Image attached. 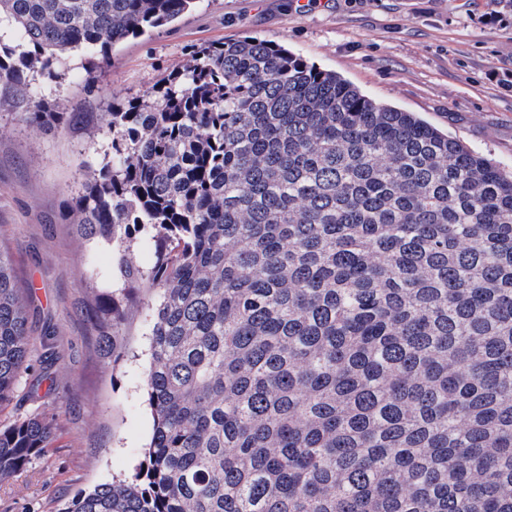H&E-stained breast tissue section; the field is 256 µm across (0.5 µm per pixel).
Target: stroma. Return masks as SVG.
<instances>
[{
	"mask_svg": "<svg viewBox=\"0 0 512 512\" xmlns=\"http://www.w3.org/2000/svg\"><path fill=\"white\" fill-rule=\"evenodd\" d=\"M254 37L335 72L367 97L415 113L512 171V0H201L174 23L113 47L109 70L87 75L73 59L62 82L39 91L97 111L104 101L149 92L206 42ZM103 137L16 125L0 133V246L17 262L35 335L52 361L34 355L0 424L40 413L54 438L44 457L0 483V512H55L82 489L124 479L142 461L152 430L144 390L149 327L130 307L115 364L100 357L87 309L117 276L111 247L78 246L57 212L77 190L82 161ZM40 156L32 170V156Z\"/></svg>",
	"mask_w": 512,
	"mask_h": 512,
	"instance_id": "1",
	"label": "stroma"
}]
</instances>
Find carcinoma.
I'll list each match as a JSON object with an SVG mask.
<instances>
[{
  "instance_id": "carcinoma-1",
  "label": "carcinoma",
  "mask_w": 512,
  "mask_h": 512,
  "mask_svg": "<svg viewBox=\"0 0 512 512\" xmlns=\"http://www.w3.org/2000/svg\"><path fill=\"white\" fill-rule=\"evenodd\" d=\"M197 2L0 0V128L108 138L60 214L116 248L104 359L129 291L157 292L144 461L57 512H512V173L255 38L102 112L37 91ZM40 345L0 247V406ZM50 440L1 426L0 482Z\"/></svg>"
}]
</instances>
